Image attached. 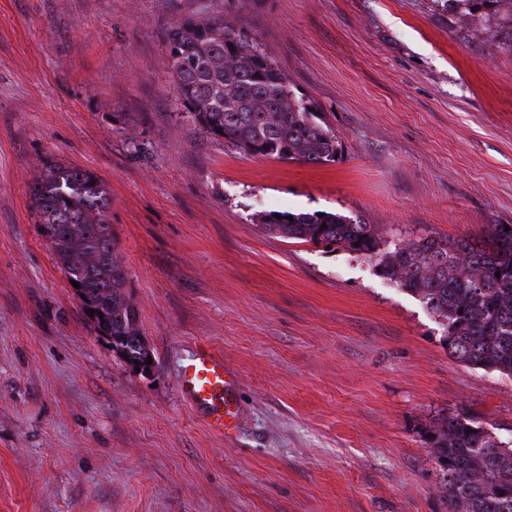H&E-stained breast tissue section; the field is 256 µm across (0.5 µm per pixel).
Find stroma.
<instances>
[{"label": "stroma", "mask_w": 512, "mask_h": 512, "mask_svg": "<svg viewBox=\"0 0 512 512\" xmlns=\"http://www.w3.org/2000/svg\"><path fill=\"white\" fill-rule=\"evenodd\" d=\"M220 0H0V512H448L429 433L512 439V378L454 359L370 256L266 234L331 211L392 242L512 224V54L439 0H233L335 131V162L249 156L182 113L164 33ZM94 172L153 368L94 331L38 231L43 161ZM236 376L212 433L180 395ZM180 391L201 409L207 427L215 434H228L235 427L237 409L227 398L224 358L208 350L199 351L180 376Z\"/></svg>", "instance_id": "stroma-1"}]
</instances>
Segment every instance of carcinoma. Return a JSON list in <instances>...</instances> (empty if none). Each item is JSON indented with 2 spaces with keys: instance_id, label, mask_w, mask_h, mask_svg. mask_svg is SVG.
<instances>
[{
  "instance_id": "cac0c4a2",
  "label": "carcinoma",
  "mask_w": 512,
  "mask_h": 512,
  "mask_svg": "<svg viewBox=\"0 0 512 512\" xmlns=\"http://www.w3.org/2000/svg\"><path fill=\"white\" fill-rule=\"evenodd\" d=\"M442 2L461 26L489 35L512 53V0ZM164 39L177 100L206 135L251 156L315 166L336 161L335 131L294 92L277 62L231 12L182 18ZM31 199L58 266L108 312L119 344L133 355L148 351L116 255L110 197L98 177L45 161ZM279 215L263 211L256 220L273 237L337 245L377 259L384 277L441 320L453 358L512 378V224L492 225L478 244L423 235L385 251L376 225L360 218ZM429 443L443 472L440 493L448 512H512L511 441L452 415L439 422Z\"/></svg>"
}]
</instances>
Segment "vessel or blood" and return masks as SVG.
I'll use <instances>...</instances> for the list:
<instances>
[{
    "mask_svg": "<svg viewBox=\"0 0 512 512\" xmlns=\"http://www.w3.org/2000/svg\"><path fill=\"white\" fill-rule=\"evenodd\" d=\"M180 391L193 406L201 409L207 427L215 434L229 433L235 426L237 409L227 398L223 356L199 351L180 376Z\"/></svg>",
    "mask_w": 512,
    "mask_h": 512,
    "instance_id": "vessel-or-blood-1",
    "label": "vessel or blood"
}]
</instances>
